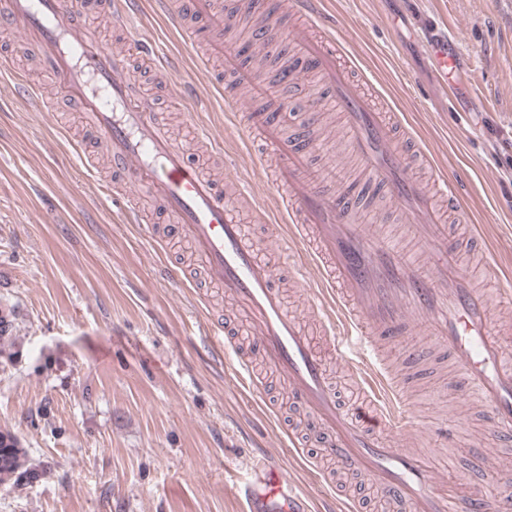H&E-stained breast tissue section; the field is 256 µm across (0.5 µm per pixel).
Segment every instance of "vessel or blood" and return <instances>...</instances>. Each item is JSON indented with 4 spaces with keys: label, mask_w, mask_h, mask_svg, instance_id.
<instances>
[{
    "label": "vessel or blood",
    "mask_w": 512,
    "mask_h": 512,
    "mask_svg": "<svg viewBox=\"0 0 512 512\" xmlns=\"http://www.w3.org/2000/svg\"><path fill=\"white\" fill-rule=\"evenodd\" d=\"M157 8L185 39H195L198 29L209 30V52L223 54L219 35L229 19L222 0H159ZM294 10L313 30L302 38L300 56L322 72L348 126L352 154L370 172V187L391 193L399 226L413 233L427 259L422 268L406 260L395 245L360 223L356 197L311 170L309 130L316 110L298 118L290 137L266 112L242 115L265 156L278 162L273 180L286 192L287 231L310 249L321 286L311 306L324 315L337 360L348 362L357 354L370 365L363 378L366 402L348 413L336 401L325 361L303 318L289 309L276 284L274 263L263 259L260 244L247 237L214 181L182 146L165 138L150 101L133 91L124 62L83 35L75 0H5L0 29L30 34L56 82L89 112L113 164L126 173L129 184L158 197L175 217L176 234L192 245L207 281L235 301L252 328L251 352L236 353L239 371L249 374L252 355H259L280 385L325 425L327 454L337 468L372 475L401 512H512V500L483 491L461 499L441 495L436 472L413 452L390 448L379 435L380 429L405 420L406 404L397 383L383 375L379 350L383 340L413 333L408 310L433 327L456 362L461 388L485 400L494 430L505 436H512V362L505 360L489 297L471 287L465 269L448 268L457 259V242L432 197L441 195L449 207L462 208L456 179L441 175L430 186L416 179L405 140L393 132V113L355 91L348 67L337 61L335 43L323 27L321 0H294ZM190 17L196 27L186 26ZM459 57L458 47L447 42L432 47L440 77L458 72ZM238 492L246 512H310L281 468L255 466Z\"/></svg>",
    "instance_id": "1"
}]
</instances>
